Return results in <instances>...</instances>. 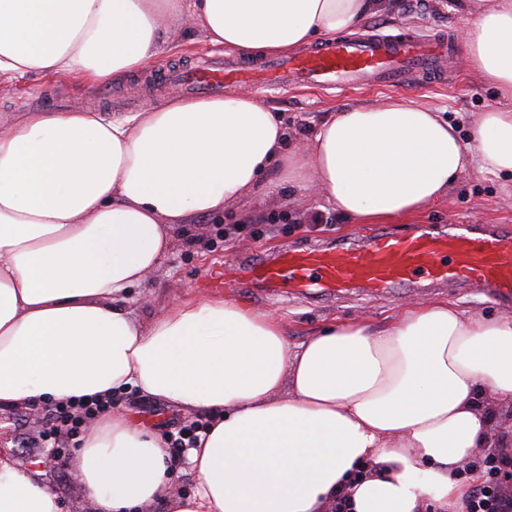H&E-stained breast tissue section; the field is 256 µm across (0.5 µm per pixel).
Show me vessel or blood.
Masks as SVG:
<instances>
[{
	"label": "vessel or blood",
	"mask_w": 512,
	"mask_h": 512,
	"mask_svg": "<svg viewBox=\"0 0 512 512\" xmlns=\"http://www.w3.org/2000/svg\"><path fill=\"white\" fill-rule=\"evenodd\" d=\"M453 49V41L445 37L371 31L258 64L233 54L205 56L172 72L170 80L182 93L196 96H220L225 88L239 84L262 93L403 87L421 76L441 80L442 60ZM242 277L277 293L325 298L350 292L379 297L397 288L448 285L510 301L512 234L452 224L438 234L423 228L401 237L380 234L331 247L286 249L245 267L223 264L201 288L220 292Z\"/></svg>",
	"instance_id": "obj_1"
}]
</instances>
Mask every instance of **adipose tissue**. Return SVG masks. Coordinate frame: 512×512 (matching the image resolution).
I'll list each match as a JSON object with an SVG mask.
<instances>
[{
    "label": "adipose tissue",
    "instance_id": "adipose-tissue-1",
    "mask_svg": "<svg viewBox=\"0 0 512 512\" xmlns=\"http://www.w3.org/2000/svg\"><path fill=\"white\" fill-rule=\"evenodd\" d=\"M375 0H0V83L16 75L125 80L185 18L216 47L284 55L350 30ZM465 64L501 103L471 142L403 99L329 113L290 135L248 92L176 99L108 119L34 112L0 125V409L137 388L211 412L187 459L194 492L170 496L161 438L113 413L75 461L96 512H464L457 474L476 449L512 460V316L445 302L390 323H334L289 347L269 313L220 297L140 322L125 303L177 232L262 189H316L366 224L416 214L470 164L512 173V0H482ZM0 512H59L37 467L0 458Z\"/></svg>",
    "mask_w": 512,
    "mask_h": 512
}]
</instances>
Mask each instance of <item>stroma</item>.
I'll return each instance as SVG.
<instances>
[{
	"label": "stroma",
	"mask_w": 512,
	"mask_h": 512,
	"mask_svg": "<svg viewBox=\"0 0 512 512\" xmlns=\"http://www.w3.org/2000/svg\"><path fill=\"white\" fill-rule=\"evenodd\" d=\"M471 11L470 0H379L375 12L361 20L358 27L383 34L415 31L423 35L448 36L459 44L463 41ZM175 29L170 50L119 83L107 81L81 85L65 77L16 76L10 84L0 87V117L22 120L30 113L45 111L46 101L54 97L70 100L72 111L93 110L107 118L113 115L108 101L114 96L138 97L146 108L174 100V92L159 85L154 79L155 73L163 67L186 65L201 55L216 52L198 29L180 23ZM462 59L463 54L459 51L450 56L445 79L436 83L419 79L409 87L338 93L293 90L264 94L260 100L272 111L281 113L290 132L300 138L310 137L325 113L401 98L425 103L443 112L462 140L467 141L471 138L477 114L498 106L499 98L494 86L478 80L465 69ZM277 179V171L268 173L267 180L274 189L265 199L225 209L220 216L198 218L189 237L178 239L162 273L132 289L130 309L140 319L149 320L172 300L206 299L207 294L199 285L220 262L230 260L247 264L259 255L270 256L286 247L301 248L380 231L400 235L420 226L444 231L452 224H494L512 231V179L481 174L471 167L459 175L443 199L417 214L383 225L365 224L342 216L317 193L309 194L300 204L288 201L284 190L277 187ZM223 296L244 306L270 312L280 319L292 346L308 340L334 322L363 316L381 322L393 317L405 305H419L431 300L445 301L487 318L512 314L511 302H494L476 292L448 287L377 299L341 295L315 301L295 295L285 300L265 301L235 284L224 291ZM112 400L116 412L162 437L179 423H203L210 419L207 412L163 403L134 388L113 394ZM45 414V408L24 405L0 411V454L8 456L20 467L26 466L28 456L49 454L52 447L41 438L47 428ZM80 451L79 442L70 441L64 456L52 470L43 474L58 497L60 512H86L88 507L74 468V460Z\"/></svg>",
	"instance_id": "stroma-1"
}]
</instances>
